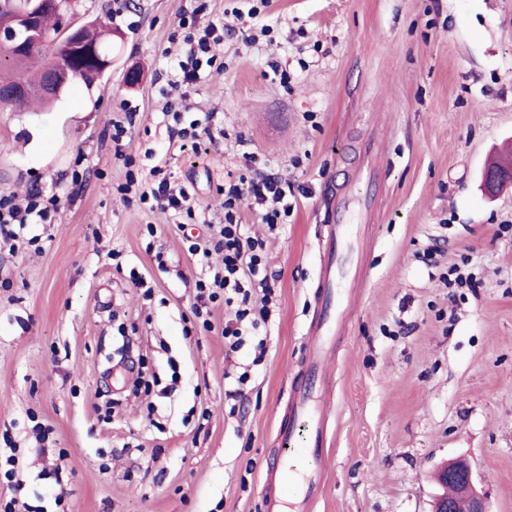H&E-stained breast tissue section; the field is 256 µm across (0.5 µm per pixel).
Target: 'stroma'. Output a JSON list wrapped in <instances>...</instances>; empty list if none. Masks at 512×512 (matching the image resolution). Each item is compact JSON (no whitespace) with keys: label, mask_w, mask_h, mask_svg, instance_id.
Returning <instances> with one entry per match:
<instances>
[{"label":"stroma","mask_w":512,"mask_h":512,"mask_svg":"<svg viewBox=\"0 0 512 512\" xmlns=\"http://www.w3.org/2000/svg\"><path fill=\"white\" fill-rule=\"evenodd\" d=\"M71 18L111 23V70L50 110H0V195L60 201L26 230L39 244L0 249V433L28 504L263 512L327 217L371 140L378 179L359 187L372 212L355 226L353 306L321 385L312 512H430L435 471L458 457L490 512H512V186L479 189L512 143V0H75ZM192 19L224 41L176 101L168 79ZM177 112L207 134L180 138ZM251 157L295 195L274 231L259 206L241 208L275 277L255 367L250 346H224L223 302L212 330L194 318L206 268L188 250L222 224L224 181ZM157 166L193 215L118 193ZM454 267L477 287L445 285Z\"/></svg>","instance_id":"obj_1"}]
</instances>
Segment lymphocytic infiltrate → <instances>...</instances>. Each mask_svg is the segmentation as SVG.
<instances>
[{
	"instance_id": "lymphocytic-infiltrate-1",
	"label": "lymphocytic infiltrate",
	"mask_w": 512,
	"mask_h": 512,
	"mask_svg": "<svg viewBox=\"0 0 512 512\" xmlns=\"http://www.w3.org/2000/svg\"><path fill=\"white\" fill-rule=\"evenodd\" d=\"M220 37L215 26L203 28L198 37L189 39L187 58L173 68L175 77L181 83H192L200 79L202 72L213 67L216 57L212 52L213 43ZM294 191L288 183L277 176L260 170L252 176L239 177L224 184V223L214 245L191 243L188 250L201 258H209L211 251L224 255V265L213 275L199 280L196 284L198 306L193 313L196 318H204L202 301L224 300L225 304L235 305L232 320L225 322L222 334L228 350L240 349L246 333L258 329L267 321L269 304L273 290L266 274L264 240L244 236L242 233L239 202L243 197H252L262 205V221L269 229H276L285 223L293 206L290 202ZM57 208L56 196H46L41 192L30 193L24 203L14 202L8 197H0V243L10 244L17 240L21 230L32 224L47 223ZM261 289L260 304H253L252 292Z\"/></svg>"
}]
</instances>
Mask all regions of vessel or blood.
I'll return each instance as SVG.
<instances>
[{
	"instance_id": "vessel-or-blood-1",
	"label": "vessel or blood",
	"mask_w": 512,
	"mask_h": 512,
	"mask_svg": "<svg viewBox=\"0 0 512 512\" xmlns=\"http://www.w3.org/2000/svg\"><path fill=\"white\" fill-rule=\"evenodd\" d=\"M369 208L366 196L350 194L338 199L331 209L320 261L316 310L300 366L302 376L291 390L288 410L278 425L282 453L266 466L263 512H306L322 490L325 422L322 393L316 380L328 370L333 356L332 342L345 304L340 284L352 276L350 217Z\"/></svg>"
}]
</instances>
